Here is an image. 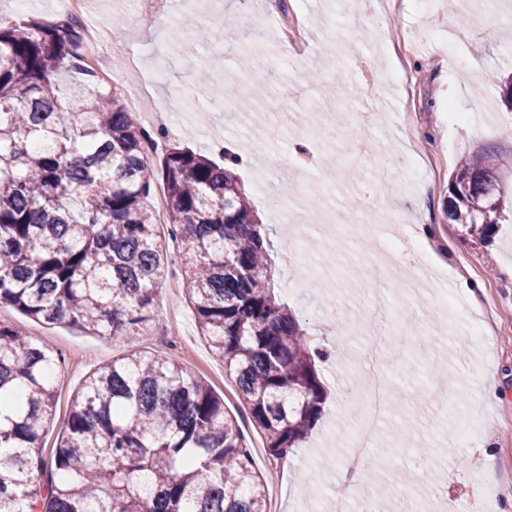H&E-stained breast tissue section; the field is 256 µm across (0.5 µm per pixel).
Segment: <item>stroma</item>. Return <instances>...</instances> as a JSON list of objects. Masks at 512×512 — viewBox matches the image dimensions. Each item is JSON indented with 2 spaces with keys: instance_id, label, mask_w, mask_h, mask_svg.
Masks as SVG:
<instances>
[{
  "instance_id": "1",
  "label": "stroma",
  "mask_w": 512,
  "mask_h": 512,
  "mask_svg": "<svg viewBox=\"0 0 512 512\" xmlns=\"http://www.w3.org/2000/svg\"><path fill=\"white\" fill-rule=\"evenodd\" d=\"M167 23L143 24L134 0H98L78 31L100 24L117 39L112 86L129 100L138 75L162 69L153 89L179 131L167 146L187 147L216 163L224 157L213 139L247 153L236 174L270 239L267 260L275 292L302 320L312 345L328 351L321 375L328 391L323 416L293 456L270 461L224 361L201 338L196 316L179 290V247L166 225L157 232L174 262L156 298L155 314L131 343L89 336L64 324L34 321L14 309L0 322L61 351L55 374L56 411L45 435L54 448L71 400L100 365L134 350L180 362L205 379L242 423L254 448L255 469L278 512H325L331 486L344 471L351 435L360 420L363 369L373 355L364 343L362 311L394 316L396 336L381 356L388 400L356 495L407 489L412 512H446L430 494L448 488L458 512H512V107L503 100L512 84V0H354L338 12L331 0H277L279 15H295L287 45L268 32L267 13L247 0H223L211 19L220 41H191L180 51L171 27L196 25L184 0H167ZM480 67H471L472 58ZM224 78L227 108L199 99L193 88ZM246 94V106L236 97ZM464 114L459 123L449 112ZM413 153L409 171L398 157ZM487 156L502 214L489 247L469 241L451 223L445 202L457 162ZM298 200L296 221L308 237L289 248L276 221L283 198ZM425 238L427 274L412 292L406 271L419 265L407 246L414 227ZM400 240L396 255L377 259L373 235ZM484 384L488 397L477 394ZM434 461L432 478L398 473L413 450ZM493 456V469L483 460Z\"/></svg>"
}]
</instances>
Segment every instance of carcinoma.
<instances>
[{
	"mask_svg": "<svg viewBox=\"0 0 512 512\" xmlns=\"http://www.w3.org/2000/svg\"><path fill=\"white\" fill-rule=\"evenodd\" d=\"M76 49L70 23L0 18V309L134 340L169 269L148 204L162 181L200 335L266 454L286 458L322 417L323 353L275 299L256 211L230 166L177 145L153 165L144 128ZM446 213L490 245L500 199L485 158L456 166ZM63 362L0 323V512H268L237 418L172 358L95 369L46 452Z\"/></svg>",
	"mask_w": 512,
	"mask_h": 512,
	"instance_id": "1",
	"label": "carcinoma"
}]
</instances>
